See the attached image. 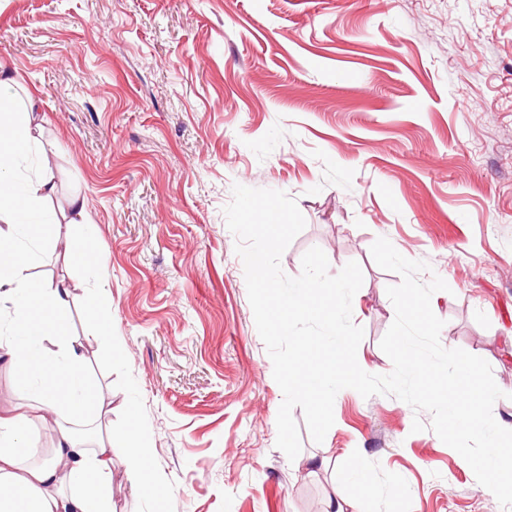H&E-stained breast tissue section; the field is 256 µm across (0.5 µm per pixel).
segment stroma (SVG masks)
Returning a JSON list of instances; mask_svg holds the SVG:
<instances>
[{"label":"stroma","instance_id":"35a3bbf8","mask_svg":"<svg viewBox=\"0 0 512 512\" xmlns=\"http://www.w3.org/2000/svg\"><path fill=\"white\" fill-rule=\"evenodd\" d=\"M0 60L42 116L51 212L87 200L97 262L36 249L28 275L79 283L66 324L84 335L104 417L138 411L164 495L113 471L116 512H325L355 457L364 512H504L431 415L341 390L322 443L277 448L283 394L256 329L224 209L234 184L286 192L306 225L281 257L299 275L321 248L357 262V359L380 341L399 275L389 239L447 290L440 341L485 359L512 423V0H0ZM108 282L105 332L84 293ZM322 461L312 469L310 460Z\"/></svg>","mask_w":512,"mask_h":512}]
</instances>
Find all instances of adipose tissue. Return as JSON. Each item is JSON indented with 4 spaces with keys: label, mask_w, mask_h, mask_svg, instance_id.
<instances>
[{
    "label": "adipose tissue",
    "mask_w": 512,
    "mask_h": 512,
    "mask_svg": "<svg viewBox=\"0 0 512 512\" xmlns=\"http://www.w3.org/2000/svg\"><path fill=\"white\" fill-rule=\"evenodd\" d=\"M8 64L0 62V302L8 303V332L0 334V356L18 371L56 385L29 402L24 412L0 413V512H112V471L117 461L127 465L126 477L148 499L158 498L161 483L150 462L136 407L127 406L125 423L96 444L79 438L74 423L85 420L96 403L87 381L83 341L60 325L47 323L44 311L65 315L72 302V284L45 281L32 287L25 274L27 256L21 250L19 227L30 240L52 242L54 224H33L29 217L54 198L55 176L47 171L24 174L21 161L37 152L35 97L16 100ZM33 336L51 347L32 354L18 346L17 336ZM58 428L47 457L28 455V437L39 425Z\"/></svg>",
    "instance_id": "ef3b65f1"
}]
</instances>
